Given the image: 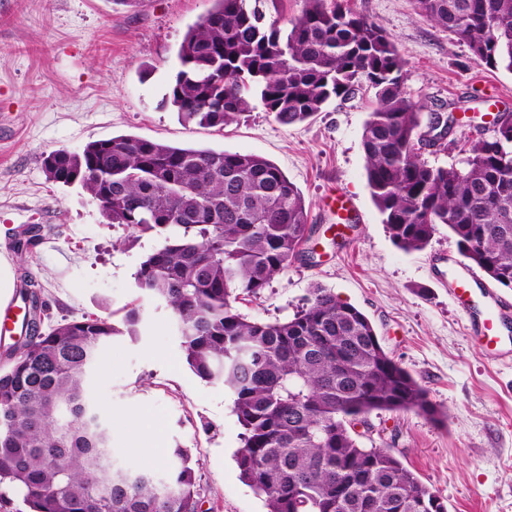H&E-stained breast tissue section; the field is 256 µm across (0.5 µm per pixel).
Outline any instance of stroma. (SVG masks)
Here are the masks:
<instances>
[{
	"label": "stroma",
	"instance_id": "stroma-1",
	"mask_svg": "<svg viewBox=\"0 0 512 512\" xmlns=\"http://www.w3.org/2000/svg\"><path fill=\"white\" fill-rule=\"evenodd\" d=\"M382 26L406 62L403 92L423 122L458 115L441 144L421 156L463 166L473 140L493 133L489 102L512 113V72L475 63L468 48L426 21L413 0H349ZM211 0H0V263L17 295L21 271L43 286L48 324L105 319L122 326L140 307L135 335L113 337L88 381L112 430V456L133 473L162 475L137 448L135 430L168 449H188L203 512H264L239 477L242 428L222 385L188 366L169 311L142 297L134 276L157 239L131 240L81 186L46 177L43 159L60 149L118 135L192 148L254 153L301 191L308 209L299 255L260 295L237 301L245 317H293L321 286L361 310L391 357L426 389L438 412L372 414L357 426L364 447L388 448L445 501L448 512H512V355L473 341L455 304L451 274L466 259L446 226L427 248L391 241L366 180L362 148L372 91L336 100L308 120L278 123L259 101L224 129L181 122L164 100L189 26ZM338 192L353 199L355 223L323 208ZM36 228L33 254L14 247L16 230Z\"/></svg>",
	"mask_w": 512,
	"mask_h": 512
}]
</instances>
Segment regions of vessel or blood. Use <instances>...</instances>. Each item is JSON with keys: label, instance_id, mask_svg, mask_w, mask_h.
<instances>
[{"label": "vessel or blood", "instance_id": "obj_1", "mask_svg": "<svg viewBox=\"0 0 512 512\" xmlns=\"http://www.w3.org/2000/svg\"><path fill=\"white\" fill-rule=\"evenodd\" d=\"M478 279L472 270H462L454 277L453 296L458 306L470 318V335L484 349L500 350V326L508 305L498 298L490 302L477 301L474 285Z\"/></svg>", "mask_w": 512, "mask_h": 512}]
</instances>
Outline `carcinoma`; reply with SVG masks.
<instances>
[{
	"label": "carcinoma",
	"mask_w": 512,
	"mask_h": 512,
	"mask_svg": "<svg viewBox=\"0 0 512 512\" xmlns=\"http://www.w3.org/2000/svg\"><path fill=\"white\" fill-rule=\"evenodd\" d=\"M416 2L477 64L512 70V0ZM177 57L165 100L183 122L220 129L251 94L292 125L373 89L366 178L394 244L420 252L445 225L465 258L512 288V113L499 115L494 137L471 143L465 167L429 164L418 152L419 109L402 89L404 59L347 0H305L285 26L266 18L263 0H212ZM43 165L49 180L80 184L112 223L160 239L136 288L169 309L189 367L231 394L240 478L266 512H448L394 452L356 438L374 412L437 415L364 313L326 288L284 321L248 320L233 306L260 294L305 240L304 197L274 163L116 136L54 151ZM20 296L25 336L0 367V485L29 512H200L182 448L166 460L167 493L150 475L106 468L111 431L87 380L119 330L98 319L44 330L39 284L26 274Z\"/></svg>",
	"instance_id": "carcinoma-1"
}]
</instances>
